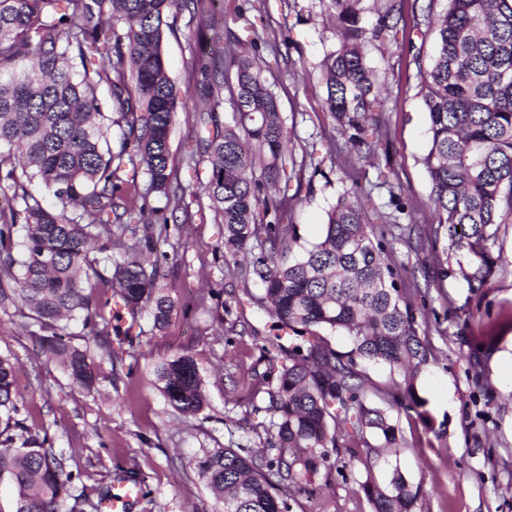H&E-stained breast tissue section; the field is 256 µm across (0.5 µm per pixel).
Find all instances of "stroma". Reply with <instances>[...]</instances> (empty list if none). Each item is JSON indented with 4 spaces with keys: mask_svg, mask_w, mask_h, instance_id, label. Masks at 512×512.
<instances>
[{
    "mask_svg": "<svg viewBox=\"0 0 512 512\" xmlns=\"http://www.w3.org/2000/svg\"><path fill=\"white\" fill-rule=\"evenodd\" d=\"M447 6L448 0H418L415 12L405 13L410 29L397 42L366 45L388 110L377 154L364 165L342 145L324 108L320 63L339 37L323 20V0H213L205 17L182 12L165 33L168 73L193 97L198 57L239 53L250 26L263 38L261 74L277 97L288 128L286 156L296 169L290 201L276 220L294 226L301 244L321 240L328 211L353 183L366 186L386 175L406 208L400 222L407 235L386 245L416 310L418 333L432 351L415 381L426 413L390 407L389 367L366 366L380 389L370 401L388 410L401 436L399 452L368 437L357 449L360 464L335 475L330 486L295 494L292 512H371L362 483L385 484L396 470L418 488L417 512H512V215L501 217L491 276L469 283V259L437 231L423 164L429 115L419 69L431 62L436 32L422 36L411 26L414 13L437 16ZM201 130L198 113L177 112L169 141L173 180L195 195L202 214L170 223V207L148 192L143 173L131 197L133 207L156 209L157 220L169 222L157 240V286L173 301V312L158 330L142 310L130 341L109 349L75 339L97 362L93 389L73 383L61 360L47 359L38 325L0 298V353L17 365V418L29 428H47L54 450L79 472L71 492L87 500L84 512H110L97 506L98 489L108 482L114 494H124L120 477L130 470L143 493L127 512H224L193 456L266 442L267 392L276 383L278 355L265 341L269 305L255 280L242 276L241 262L224 254V227L215 223L204 192L210 163L187 165ZM177 355L193 357L203 380L207 403L194 415L173 409L154 381L155 366Z\"/></svg>",
    "mask_w": 512,
    "mask_h": 512,
    "instance_id": "stroma-1",
    "label": "stroma"
}]
</instances>
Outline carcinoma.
<instances>
[{
	"label": "carcinoma",
	"instance_id": "cac0c4a2",
	"mask_svg": "<svg viewBox=\"0 0 512 512\" xmlns=\"http://www.w3.org/2000/svg\"><path fill=\"white\" fill-rule=\"evenodd\" d=\"M360 3L328 0L341 39L321 71L326 110L366 161L377 151L386 99L363 46L397 36L404 0H384L371 30ZM207 6L208 0H0V194L12 192L8 207L0 206V272L14 283L13 301L49 332L41 337L47 358H63L82 387L93 383L94 361L73 345L75 336L96 340L119 330L112 322L145 307L160 329L173 309L157 287L150 242L127 248L120 261L112 250L128 225L154 223L156 210L128 206L141 169L148 191L188 214L185 195H171L169 132L189 95L169 78L162 45L179 13L190 7L203 13ZM423 26L438 35L430 67L419 71L430 120L424 165L431 202L452 246L470 257L471 278L481 282L496 262L501 213L512 211V0H448L437 21L428 15L416 22ZM255 57L239 55L227 65L196 61L209 105L201 121L205 135L189 160L208 155L206 193L214 220L224 225V253L235 258L251 241L261 243L250 273L263 285L274 318L268 340L282 355L274 366L276 386L267 391L268 447L277 454L212 448L195 467L224 512H291L290 497L271 476L310 493L320 478L331 484L336 463L355 465V447L367 432L382 447L399 449L398 428L370 404L372 385L358 366L385 364L401 375L399 404L416 411L423 402L413 380L428 349L374 219L390 224L391 233L405 228L391 213L370 217L358 186L331 207L322 241L280 261L297 237L268 216L288 203L294 172L284 158L288 129ZM230 70L237 118L226 125L218 119L224 101L210 91ZM250 143L266 157L258 178ZM35 182L53 193L55 208L30 189ZM102 261L114 266L115 301L93 299L106 281ZM316 328L346 333L351 349L336 350ZM14 377L15 363L0 355V476L16 488L13 512H83L85 500L70 492L80 474L66 470L63 456L15 419ZM155 379L175 410L194 415L203 409L206 396L192 357L161 362ZM362 489L372 512H417L418 491L398 471L389 487L367 480Z\"/></svg>",
	"mask_w": 512,
	"mask_h": 512
}]
</instances>
